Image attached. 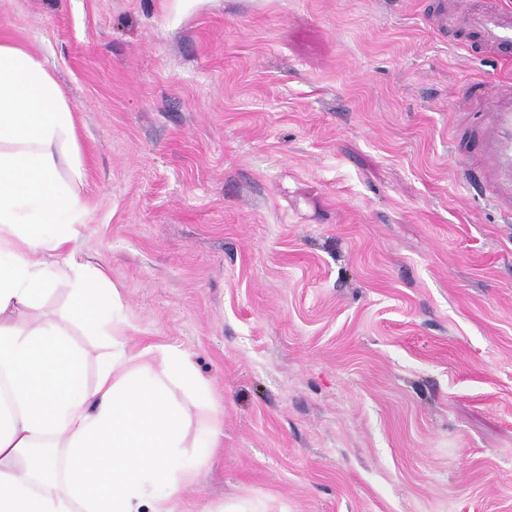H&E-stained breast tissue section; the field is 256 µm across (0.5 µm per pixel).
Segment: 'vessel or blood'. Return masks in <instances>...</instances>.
Returning a JSON list of instances; mask_svg holds the SVG:
<instances>
[{
    "label": "vessel or blood",
    "mask_w": 512,
    "mask_h": 512,
    "mask_svg": "<svg viewBox=\"0 0 512 512\" xmlns=\"http://www.w3.org/2000/svg\"><path fill=\"white\" fill-rule=\"evenodd\" d=\"M426 10L434 30L470 37L472 51L512 55V11L499 0H429ZM459 110L480 116L470 127L468 174L494 206L512 215V82H499L492 89L482 81L468 82Z\"/></svg>",
    "instance_id": "b4317fda"
}]
</instances>
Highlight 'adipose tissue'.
<instances>
[{"label": "adipose tissue", "mask_w": 512, "mask_h": 512, "mask_svg": "<svg viewBox=\"0 0 512 512\" xmlns=\"http://www.w3.org/2000/svg\"><path fill=\"white\" fill-rule=\"evenodd\" d=\"M73 114L46 66L0 43V512H176L201 461L186 424L197 378L183 353L127 355L121 295L77 259L85 203L57 176ZM72 316L108 337L93 385L84 355L54 323L15 321L56 288Z\"/></svg>", "instance_id": "1"}]
</instances>
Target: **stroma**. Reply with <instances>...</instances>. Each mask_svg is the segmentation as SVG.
Wrapping results in <instances>:
<instances>
[{
  "mask_svg": "<svg viewBox=\"0 0 512 512\" xmlns=\"http://www.w3.org/2000/svg\"><path fill=\"white\" fill-rule=\"evenodd\" d=\"M422 0H0L75 119L77 245L125 341L223 414L177 512H512V222L451 104L512 77ZM56 321L94 376L105 337Z\"/></svg>",
  "mask_w": 512,
  "mask_h": 512,
  "instance_id": "1",
  "label": "stroma"
}]
</instances>
